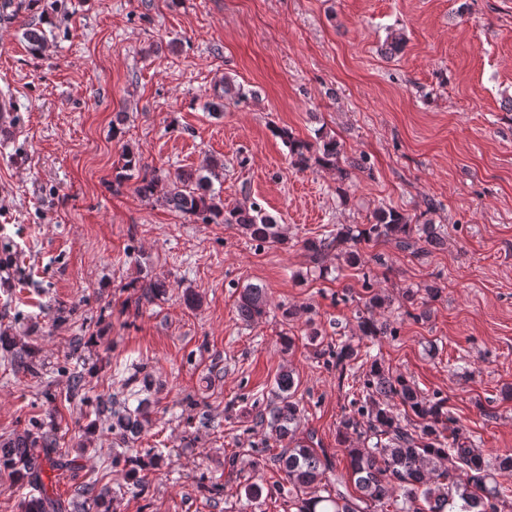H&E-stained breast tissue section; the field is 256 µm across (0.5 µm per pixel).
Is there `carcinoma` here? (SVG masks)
<instances>
[{
  "label": "carcinoma",
  "mask_w": 512,
  "mask_h": 512,
  "mask_svg": "<svg viewBox=\"0 0 512 512\" xmlns=\"http://www.w3.org/2000/svg\"><path fill=\"white\" fill-rule=\"evenodd\" d=\"M290 155L301 169L315 162L322 167H335L339 178L347 177L339 167L340 145L336 138L322 141L318 147L288 137ZM224 164L217 161L198 170L182 171L171 180L163 202L172 210L188 213L205 224H234L250 240L258 244H281L284 238L278 224L262 213L256 205L225 209L220 196L212 189V177ZM122 169L137 173L136 192L145 199L157 194L158 176L142 171L140 156L132 151L124 155ZM392 240L395 246L417 257L437 239L436 227L430 223L414 224L403 213L392 208H380L374 214V222L353 231L342 226L323 238L311 239L305 248L313 260L325 252L351 242L355 245ZM141 297L150 301L166 293V282L150 279L140 285ZM269 308L266 289L259 285H246L239 293L237 312L246 323L257 324L263 320ZM359 330L365 336H383L386 328L370 316H360ZM317 357L326 355L334 359L336 370L344 373L347 367L362 357L360 348L343 343L336 348L322 349ZM14 366L33 378L42 375L43 363L35 352L21 349L13 354ZM131 395L138 397L132 408L129 398L113 397L97 400L95 412L111 420L112 435L121 444L141 435L150 422L149 398H139L152 387L151 373L138 366L127 378ZM277 402L268 411L258 415V424L269 435L284 444L276 461L283 480L295 491L297 512H453L452 505L459 499L464 502L463 512H512V490L501 486L496 474H512V453L506 452L489 460L470 441L460 437L450 428L448 406L444 399H428L403 375L394 374L372 360L365 372L363 383L364 401L356 414H346L340 421L339 432L352 433L362 445L347 448L351 476L359 491L356 497L340 489L343 481L326 480L333 465L325 451L313 446L312 437H300L301 411L292 401L295 379L293 373L284 370L276 379ZM389 396L399 400V405L380 402ZM67 403L88 400L85 377L79 373L70 376L64 394ZM416 421H411L409 416ZM124 462L125 475L143 493L148 489L143 471L159 466L162 454L154 452L149 464L124 454L117 455L112 463ZM74 460L60 448L56 432L26 429L12 437L0 440V470L9 471L15 481L29 489L20 501V512H68L75 502H65L49 494L46 480L51 474L70 470ZM323 485L324 494H308V489ZM77 496L91 500L96 512H115L109 488L94 491L85 486L77 490Z\"/></svg>",
  "instance_id": "carcinoma-1"
}]
</instances>
